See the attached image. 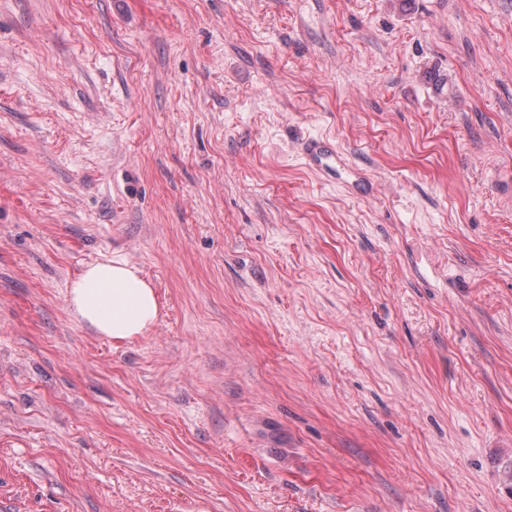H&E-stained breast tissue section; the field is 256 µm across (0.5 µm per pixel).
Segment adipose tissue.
<instances>
[{
	"label": "adipose tissue",
	"instance_id": "obj_1",
	"mask_svg": "<svg viewBox=\"0 0 512 512\" xmlns=\"http://www.w3.org/2000/svg\"><path fill=\"white\" fill-rule=\"evenodd\" d=\"M67 304L96 335L117 342L144 336L159 315L151 283L119 257L86 264L70 283Z\"/></svg>",
	"mask_w": 512,
	"mask_h": 512
}]
</instances>
